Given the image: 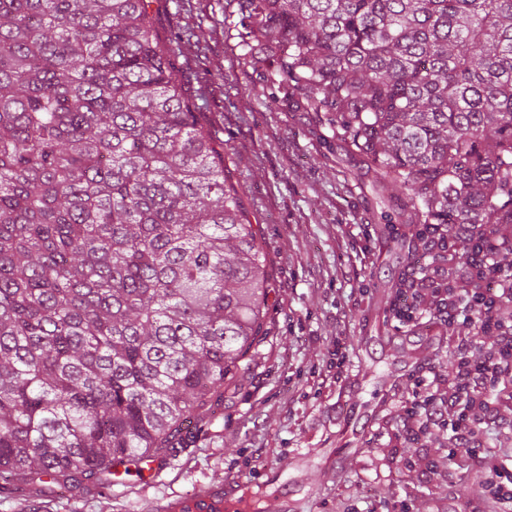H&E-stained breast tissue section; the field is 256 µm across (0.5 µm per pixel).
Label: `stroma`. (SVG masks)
<instances>
[{
  "instance_id": "stroma-1",
  "label": "stroma",
  "mask_w": 512,
  "mask_h": 512,
  "mask_svg": "<svg viewBox=\"0 0 512 512\" xmlns=\"http://www.w3.org/2000/svg\"><path fill=\"white\" fill-rule=\"evenodd\" d=\"M234 0H153L161 42L178 46L175 76L224 145V179L264 243L271 292L259 353L224 392L208 425L152 463L158 476L117 483L111 499L71 489L53 512H139L234 479L251 512H471L482 480L442 433L400 443L397 415L427 363H449L445 333L392 307L427 251L394 196L361 158L324 145L313 113L254 93L228 21ZM395 225L387 230L381 216ZM450 456L455 491L419 476Z\"/></svg>"
}]
</instances>
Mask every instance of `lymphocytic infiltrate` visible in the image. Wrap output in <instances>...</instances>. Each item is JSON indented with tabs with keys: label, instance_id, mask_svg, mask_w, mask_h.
Here are the masks:
<instances>
[{
	"label": "lymphocytic infiltrate",
	"instance_id": "obj_1",
	"mask_svg": "<svg viewBox=\"0 0 512 512\" xmlns=\"http://www.w3.org/2000/svg\"><path fill=\"white\" fill-rule=\"evenodd\" d=\"M420 236L433 249L454 252L466 246L468 262L454 288L441 287L432 268L405 278L399 315L428 312L446 331L453 330L461 310L479 309L481 319L477 333L455 337L452 366L432 362L422 369L417 399L399 415L398 431L417 445L431 430L448 433L449 447L463 451L469 470L483 477L485 493L472 512H512V468L485 441L486 424L505 425V412H512V319L503 317L504 310H512V260L500 258L479 225H458L455 236L446 239L424 227Z\"/></svg>",
	"mask_w": 512,
	"mask_h": 512
}]
</instances>
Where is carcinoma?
Segmentation results:
<instances>
[{"label":"carcinoma","instance_id":"1","mask_svg":"<svg viewBox=\"0 0 512 512\" xmlns=\"http://www.w3.org/2000/svg\"><path fill=\"white\" fill-rule=\"evenodd\" d=\"M262 90L413 224L512 227V0H237ZM151 0H0V478L112 487L224 403L264 246Z\"/></svg>","mask_w":512,"mask_h":512}]
</instances>
